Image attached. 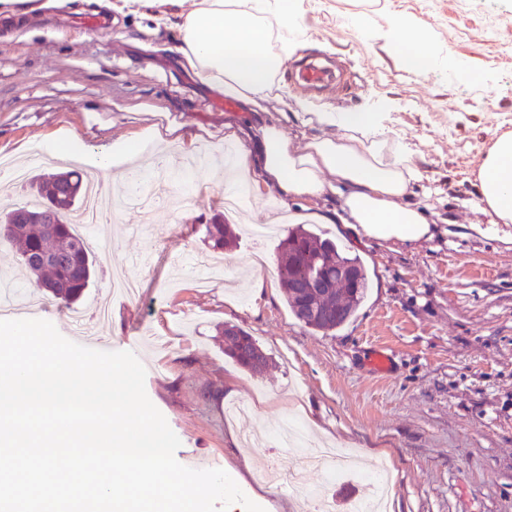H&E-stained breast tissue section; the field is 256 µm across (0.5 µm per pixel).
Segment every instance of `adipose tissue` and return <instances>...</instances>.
<instances>
[{"mask_svg":"<svg viewBox=\"0 0 512 512\" xmlns=\"http://www.w3.org/2000/svg\"><path fill=\"white\" fill-rule=\"evenodd\" d=\"M173 5L165 26L176 33L178 51L187 66L213 91L259 107L270 94L287 100L288 87L276 83L294 51L283 42L272 51L273 33L264 16L292 18L299 0H0V17L22 23L37 16H63L90 9L131 14L147 13ZM394 54L407 71L422 72L438 61L437 47L423 25L398 21L389 35ZM294 120L329 128L304 144L293 145L278 120L258 130L257 151H243L241 168L260 166L266 185L277 187L283 199H312L327 194L342 201L343 221L355 234L388 243H416L434 235L425 206L411 199L424 174L406 145L394 137L382 112L360 109L339 112L327 104L299 102ZM133 141H118L94 150L75 137L55 141L57 156H82L105 180L120 181L118 158L138 153ZM478 209L488 224H512V133L497 136L478 170Z\"/></svg>","mask_w":512,"mask_h":512,"instance_id":"ef3b65f1","label":"adipose tissue"}]
</instances>
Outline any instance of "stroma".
Returning a JSON list of instances; mask_svg holds the SVG:
<instances>
[{"label": "stroma", "instance_id": "obj_1", "mask_svg": "<svg viewBox=\"0 0 512 512\" xmlns=\"http://www.w3.org/2000/svg\"><path fill=\"white\" fill-rule=\"evenodd\" d=\"M397 16L427 24L458 70H403L386 38ZM298 23L283 73L294 97L385 111L425 174L416 193L439 215L434 237L361 239L342 223L336 195L285 208L256 181L230 220L236 245L213 250L205 226L224 215L233 187L224 153L256 147V129L283 104L272 97L255 112L214 93L184 64L173 32L148 38L147 19L136 15L107 19L102 30L75 14L23 29L0 20V165H29L31 177L67 172L66 160L49 155L30 165L32 151L67 135L102 147L169 133L167 162L144 172L159 204L76 225L96 257L95 278L71 307L43 297L34 310L59 325L81 318L153 361L145 388L181 442L177 460L234 473L265 512H315L261 481L273 462L301 470L308 486L330 487L336 512L367 492L355 480L326 484L303 467V448L244 447L255 428L273 434L293 417L311 443L366 463L386 459L397 486L391 512H512V224L476 234L470 224L484 217L462 206L478 197L475 172L491 140L512 131V0H301ZM312 58L339 68L337 87L300 85L298 62ZM297 226L359 256L368 276L354 319L326 334L294 318L279 280V241ZM116 270L138 282L137 296L113 294ZM26 282L14 248L0 243V319L28 315ZM227 323L269 355L263 373L225 355L218 330ZM378 345L393 356L390 375L367 363ZM241 402L252 412L226 418Z\"/></svg>", "mask_w": 512, "mask_h": 512}]
</instances>
